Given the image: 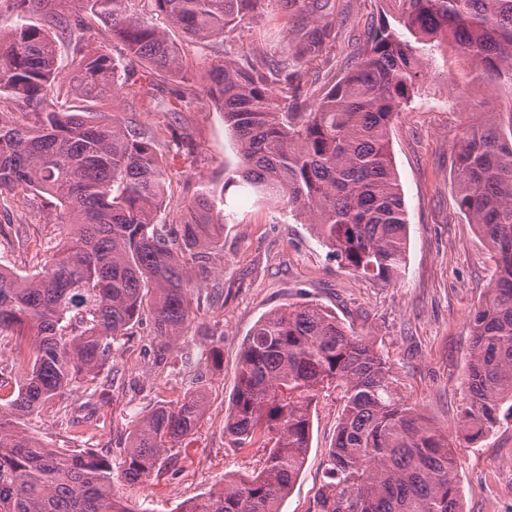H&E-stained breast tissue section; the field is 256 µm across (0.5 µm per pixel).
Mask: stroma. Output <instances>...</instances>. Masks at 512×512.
I'll use <instances>...</instances> for the list:
<instances>
[{"label": "stroma", "instance_id": "1", "mask_svg": "<svg viewBox=\"0 0 512 512\" xmlns=\"http://www.w3.org/2000/svg\"><path fill=\"white\" fill-rule=\"evenodd\" d=\"M330 20L283 12L270 0L254 20L224 39L184 42L186 72L205 76L224 60L247 55L277 61L288 51V33L326 27L318 53L300 58V85L317 95L357 57L368 34L390 19L392 0H334ZM463 62L437 50L418 79L419 91L395 117L392 156L408 215L406 264L388 287L340 268L310 225L287 209L230 188L225 195L224 244L208 251L210 279L194 298L200 312L166 354L149 320L136 324L95 380L75 384L46 403L26 424L36 440L54 447L97 450L118 457L138 414L172 405L199 390L207 411L179 447L171 449L150 480H112V493L133 512H180L224 480L251 471L260 449L230 448L224 420L231 409L236 368L253 326L271 310L293 303H318L336 312L348 329L372 340L398 375L400 390L426 419L455 443L461 461L458 486L465 512H507L512 506V417L488 437L468 439L460 426L469 358L468 316L484 298L494 271L491 247L455 203L456 157L468 124L494 113L502 130L512 129V85L466 77ZM463 89L451 94L452 83ZM179 85L139 68L133 84L97 112L152 136L167 166L170 203L193 200L201 183L219 186L237 162V146L224 114L206 96L179 97ZM188 134L187 146L176 142ZM11 223L0 228V265L32 272L64 229L52 208L30 193L10 198ZM220 347L222 363L206 357ZM340 407L322 398L313 413L305 467L282 512H315L322 472Z\"/></svg>", "mask_w": 512, "mask_h": 512}]
</instances>
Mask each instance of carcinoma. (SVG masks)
Segmentation results:
<instances>
[{
    "instance_id": "1",
    "label": "carcinoma",
    "mask_w": 512,
    "mask_h": 512,
    "mask_svg": "<svg viewBox=\"0 0 512 512\" xmlns=\"http://www.w3.org/2000/svg\"><path fill=\"white\" fill-rule=\"evenodd\" d=\"M0 26V198L30 192L48 200L70 232L36 273L0 267V336L33 331L26 372L0 403V512H132L112 496L113 465L125 480L149 479L160 460L204 417L202 393L138 416L120 461L95 450L51 448L24 421L70 386L95 379L112 346L151 316L160 350L174 347L195 310L191 293L211 277L203 252L220 245L224 193L242 187L304 218L339 266L387 287L406 260L408 219L389 131L411 102L428 53L447 44L479 75L512 83V0H396L394 22L366 39L346 74L309 100L288 59L226 61L199 82L154 19L190 40L224 36L260 14L267 0H9ZM39 15L44 24L28 22ZM102 41L83 43L87 20ZM325 31L289 40L291 57L319 52ZM80 46L79 57L61 46ZM120 58L177 79L183 95L204 92L224 112L238 163L224 183L203 184L160 220L165 162L141 129L96 123L49 102L61 81L84 102L110 100ZM456 205L492 247L494 272L469 316L471 348L460 418L470 439L512 414V140L493 114L469 126L457 153ZM196 258L187 266L186 255ZM342 404L316 512H464L455 445L404 399L375 344L318 304L268 312L239 357L224 434L236 449L263 448L257 471L226 480L180 512H280L306 459L312 410L331 394Z\"/></svg>"
}]
</instances>
